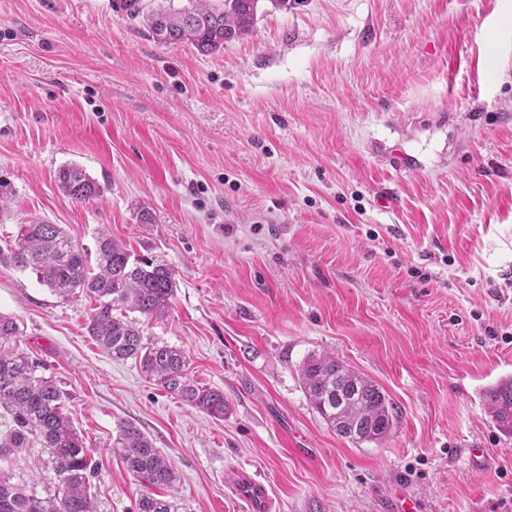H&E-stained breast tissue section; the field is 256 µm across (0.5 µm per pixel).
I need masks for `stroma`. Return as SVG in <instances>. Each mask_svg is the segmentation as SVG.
<instances>
[{"instance_id": "obj_1", "label": "stroma", "mask_w": 512, "mask_h": 512, "mask_svg": "<svg viewBox=\"0 0 512 512\" xmlns=\"http://www.w3.org/2000/svg\"><path fill=\"white\" fill-rule=\"evenodd\" d=\"M505 7L262 0L250 34L204 54L112 0H0V251L41 218L91 253L105 229L162 256L177 288L147 334L228 403L213 418L111 359L89 299L0 261V314L67 395L97 512L146 492L112 450L127 420L170 458L184 512H248L224 484L241 466L280 512H387L399 488L421 512H512V436L482 398L512 375ZM68 165L96 198L60 191ZM326 351L395 402L387 441L312 408L299 368Z\"/></svg>"}]
</instances>
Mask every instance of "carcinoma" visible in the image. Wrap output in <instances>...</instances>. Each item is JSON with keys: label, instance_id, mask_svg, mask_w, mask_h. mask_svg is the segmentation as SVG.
<instances>
[{"label": "carcinoma", "instance_id": "cac0c4a2", "mask_svg": "<svg viewBox=\"0 0 512 512\" xmlns=\"http://www.w3.org/2000/svg\"><path fill=\"white\" fill-rule=\"evenodd\" d=\"M188 5L146 9L144 0H112V10L130 20H143L160 45L193 44L203 54L239 39L253 27L259 0H187ZM59 189L77 201L99 194L83 171L64 166L57 172ZM97 261L58 224L33 221L19 226L9 261L30 269L41 284L62 301L83 295L94 301L87 333L116 360L133 358L166 392L214 418L228 406L224 390L198 382L189 372L184 350L151 340L145 327L164 319L176 289L174 269L158 255H138L112 239L105 230L96 237ZM17 323L0 315L1 423L0 512H96L90 493L94 467L81 435L65 413L66 393L40 373L43 365L20 347ZM300 379L316 412L338 435L355 443H381L389 438L397 408L372 379L325 352L301 365ZM483 401L492 422L512 435V377L484 389ZM34 460L35 479L18 480L12 463ZM112 447L126 469L141 482L172 490L177 473L169 459L138 426L116 425ZM135 512H182V504L164 495L144 494Z\"/></svg>", "mask_w": 512, "mask_h": 512}]
</instances>
